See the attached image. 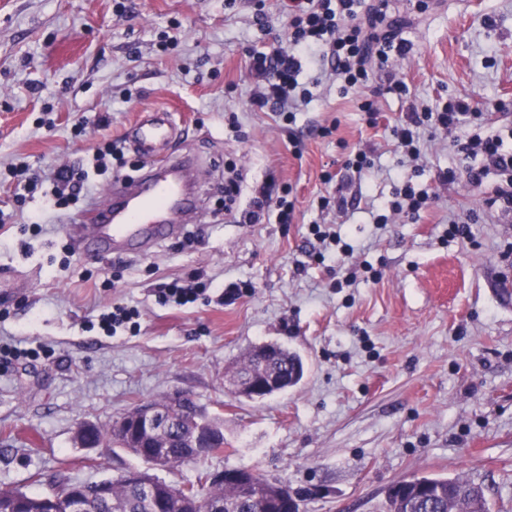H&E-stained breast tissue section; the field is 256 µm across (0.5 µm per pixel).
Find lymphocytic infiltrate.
<instances>
[{
    "label": "lymphocytic infiltrate",
    "mask_w": 512,
    "mask_h": 512,
    "mask_svg": "<svg viewBox=\"0 0 512 512\" xmlns=\"http://www.w3.org/2000/svg\"><path fill=\"white\" fill-rule=\"evenodd\" d=\"M282 13L288 27L287 43L253 50L250 72L255 86L250 95L253 107L267 109L285 123H292L300 107L312 97L300 77L305 70L318 69L320 75H334L344 94L359 97L368 124H375L378 109L366 93L374 67L391 68L404 57L408 43L399 24L387 13V0H284ZM470 99H449L437 111H411L390 134L398 152L417 161L428 149L426 131L443 130L459 149L484 158L479 170H468L469 183L481 184L488 171L507 174L505 187L497 197L503 210L512 211V150L500 135L481 137L472 128L478 120ZM93 170L63 166L51 175V191H43L40 177L26 179L18 202L41 197L45 209L64 210L83 195L91 173H105L111 160L120 159L118 143L100 141L92 148Z\"/></svg>",
    "instance_id": "obj_1"
}]
</instances>
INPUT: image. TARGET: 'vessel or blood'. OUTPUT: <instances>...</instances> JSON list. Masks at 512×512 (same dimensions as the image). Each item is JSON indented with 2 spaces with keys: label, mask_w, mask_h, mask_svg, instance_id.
Returning <instances> with one entry per match:
<instances>
[{
  "label": "vessel or blood",
  "mask_w": 512,
  "mask_h": 512,
  "mask_svg": "<svg viewBox=\"0 0 512 512\" xmlns=\"http://www.w3.org/2000/svg\"><path fill=\"white\" fill-rule=\"evenodd\" d=\"M177 133L171 113H141L129 130V140L148 161L144 172L135 181L114 182L103 198L65 224V231L80 240L91 238L101 254H145L159 239L199 222L202 208L187 191V177L196 161L167 152Z\"/></svg>",
  "instance_id": "b4317fda"
}]
</instances>
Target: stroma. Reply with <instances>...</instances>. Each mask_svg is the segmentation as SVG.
Instances as JSON below:
<instances>
[{
	"mask_svg": "<svg viewBox=\"0 0 512 512\" xmlns=\"http://www.w3.org/2000/svg\"><path fill=\"white\" fill-rule=\"evenodd\" d=\"M393 5L409 50L371 78L377 126L326 79L287 130L249 103V49L286 36L276 0L264 28L253 0H125L121 14L113 0H0L1 169L75 165L86 148L75 125L121 142L148 110L182 128L173 154L206 164L201 222L145 255L88 253L40 201L18 206L14 184L0 186V269L15 273L0 287V488L38 495L62 474L92 483L143 469L122 449L80 446L76 430L181 391L223 418L224 452L161 470L168 482L253 469L301 493L300 512H387L397 481L463 477L490 512H512V217L485 205L502 178L441 181L461 157L440 132L413 179L429 207L385 224L371 214L403 172L389 129L410 108L469 96L484 133L512 126V0ZM395 73L409 95L386 93ZM355 145L374 167L350 180L346 216L320 211L336 190L323 173L342 178ZM272 180L291 187L293 222L240 223ZM452 219L470 223L471 240L449 238ZM315 222L337 227L372 273L345 285L349 267L316 241ZM192 273L206 296L162 303L161 288ZM116 302L135 317L110 332L100 315ZM263 343L297 353L304 377L262 400L237 396L231 378Z\"/></svg>",
	"mask_w": 512,
	"mask_h": 512,
	"instance_id": "obj_1",
	"label": "stroma"
}]
</instances>
